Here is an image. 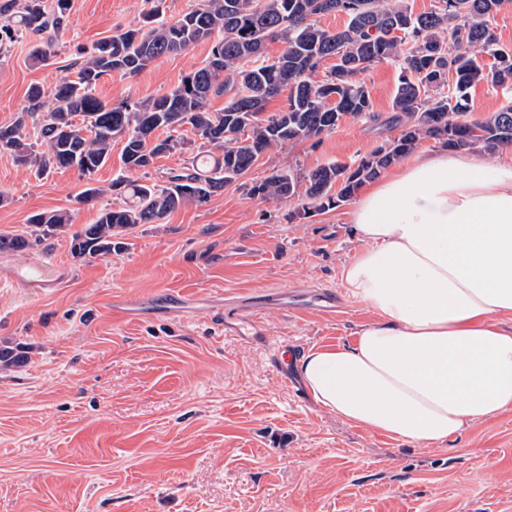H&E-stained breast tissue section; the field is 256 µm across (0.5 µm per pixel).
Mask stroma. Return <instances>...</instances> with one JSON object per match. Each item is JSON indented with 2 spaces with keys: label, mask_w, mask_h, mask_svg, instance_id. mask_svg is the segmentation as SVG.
Instances as JSON below:
<instances>
[{
  "label": "stroma",
  "mask_w": 512,
  "mask_h": 512,
  "mask_svg": "<svg viewBox=\"0 0 512 512\" xmlns=\"http://www.w3.org/2000/svg\"><path fill=\"white\" fill-rule=\"evenodd\" d=\"M145 0H71L47 62L35 35L0 50V126L52 89L71 65L117 28L135 24ZM210 46L159 58L138 75L101 80L100 99L136 102L168 92L200 67ZM396 127L347 119L319 146L268 150L249 173L352 163ZM92 178L44 176L0 152V233L26 234L29 218L95 211L75 207L86 183L104 200L120 143ZM295 202L266 201L232 185L205 205L129 231L125 250L88 263L70 233L0 254V347L25 351L0 367V512H512V413L469 425L437 446L350 425L315 402L281 345L301 352L352 341L373 315L348 294L341 270L362 244L351 203L290 222ZM41 268L45 284L15 274ZM191 298L185 314L118 319L116 302L163 291ZM263 332L241 334L257 295ZM336 296L328 314L322 297Z\"/></svg>",
  "instance_id": "stroma-1"
}]
</instances>
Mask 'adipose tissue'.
I'll use <instances>...</instances> for the list:
<instances>
[{
    "instance_id": "obj_1",
    "label": "adipose tissue",
    "mask_w": 512,
    "mask_h": 512,
    "mask_svg": "<svg viewBox=\"0 0 512 512\" xmlns=\"http://www.w3.org/2000/svg\"><path fill=\"white\" fill-rule=\"evenodd\" d=\"M349 222L363 247L342 280L375 319L296 361L315 401L424 446L512 411V161L419 156Z\"/></svg>"
}]
</instances>
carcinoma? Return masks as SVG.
<instances>
[{"instance_id": "1", "label": "carcinoma", "mask_w": 512, "mask_h": 512, "mask_svg": "<svg viewBox=\"0 0 512 512\" xmlns=\"http://www.w3.org/2000/svg\"><path fill=\"white\" fill-rule=\"evenodd\" d=\"M163 0H150L135 25L97 42L50 92L34 86L29 107L0 126V151L38 176L74 169L86 179L111 158L122 142V174L109 189L122 204L102 205L93 223L71 234L70 254L90 262L125 248V234L140 224H160L188 204L202 206L237 182L252 197L299 201L288 221L339 208L359 188L412 154L424 139L471 153L512 147V47L500 44L492 20L512 0H437L416 13L407 0H200L174 22L162 18ZM70 0H0V47L19 35L58 31ZM330 13L346 16L341 29L320 25ZM281 43L275 57L268 41ZM211 49L204 65L170 91L132 104H114L95 94L99 81L132 76L154 60L180 54L199 42ZM493 58L489 65L478 56ZM333 64L320 69L327 60ZM393 62L398 84L384 125L400 128L352 164L328 163L307 173L274 171L259 181L243 178L269 149L310 142L316 146L348 117L376 122L370 90L362 76ZM484 85L502 90L500 107L475 119L470 91ZM288 91L276 112L271 100ZM56 106L37 129L44 149L29 142L28 119L45 95ZM224 97L213 112L210 101ZM189 144L195 154L154 182L129 177L148 174L155 161ZM27 235L0 234V253L23 252L72 224L66 210L30 217Z\"/></svg>"}]
</instances>
